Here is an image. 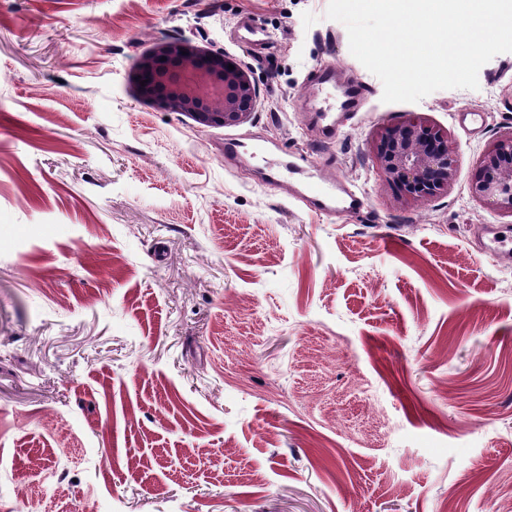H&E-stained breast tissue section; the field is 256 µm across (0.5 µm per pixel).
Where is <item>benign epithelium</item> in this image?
<instances>
[{
	"instance_id": "obj_1",
	"label": "benign epithelium",
	"mask_w": 512,
	"mask_h": 512,
	"mask_svg": "<svg viewBox=\"0 0 512 512\" xmlns=\"http://www.w3.org/2000/svg\"><path fill=\"white\" fill-rule=\"evenodd\" d=\"M222 51H202L184 40H167L142 54L133 71L139 96L169 112H181L204 126H236L248 121L257 89L248 71ZM145 84H140V81ZM370 150L388 187L406 204L448 192L457 159L448 133L410 118L384 127ZM471 194L512 214V133L483 152Z\"/></svg>"
}]
</instances>
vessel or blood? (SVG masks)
Instances as JSON below:
<instances>
[{
  "mask_svg": "<svg viewBox=\"0 0 512 512\" xmlns=\"http://www.w3.org/2000/svg\"><path fill=\"white\" fill-rule=\"evenodd\" d=\"M304 92L310 103L315 122H333L336 111L358 109L365 87L341 86L336 82L335 66H327L307 76ZM300 199L311 201L323 211L353 212L363 205L362 198L340 179H318L312 170H305Z\"/></svg>",
  "mask_w": 512,
  "mask_h": 512,
  "instance_id": "obj_1",
  "label": "vessel or blood"
}]
</instances>
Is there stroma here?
Returning <instances> with one entry per match:
<instances>
[{
  "label": "stroma",
  "mask_w": 512,
  "mask_h": 512,
  "mask_svg": "<svg viewBox=\"0 0 512 512\" xmlns=\"http://www.w3.org/2000/svg\"><path fill=\"white\" fill-rule=\"evenodd\" d=\"M328 0H0V512H496L512 501V215L474 198L512 132V52L479 87L382 102ZM274 32L253 50L236 25ZM178 38L251 71L252 118L139 98ZM365 86L321 144L307 75ZM479 112L477 123L460 110ZM421 117L447 194L407 205L369 151ZM235 136L250 152L224 155ZM363 197L320 212L265 160Z\"/></svg>",
  "instance_id": "stroma-1"
}]
</instances>
